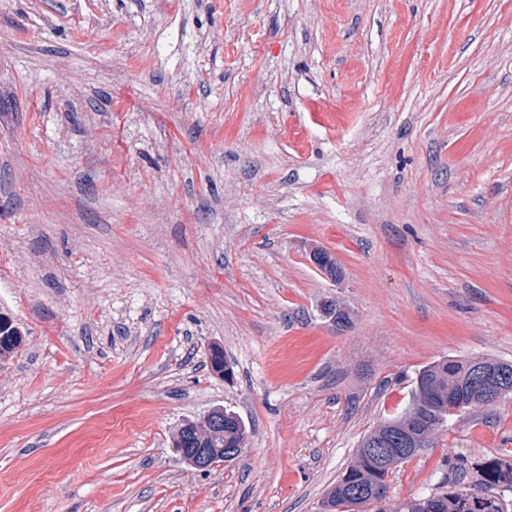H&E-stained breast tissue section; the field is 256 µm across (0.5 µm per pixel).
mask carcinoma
Segmentation results:
<instances>
[{
    "label": "carcinoma",
    "instance_id": "obj_1",
    "mask_svg": "<svg viewBox=\"0 0 512 512\" xmlns=\"http://www.w3.org/2000/svg\"><path fill=\"white\" fill-rule=\"evenodd\" d=\"M323 315L337 326L351 323L347 309L335 312L333 303L321 306ZM23 334L7 315L0 314V357H12L21 346ZM486 366L499 374L494 398L488 399L481 387L469 380L472 361L465 357L440 359L416 373L409 406L365 434L353 463L321 501L320 512H384L388 498L387 477L400 464L415 456L401 448L416 439L422 448H432L436 435L448 426V419L463 410L489 405L512 394V363L483 358ZM243 419L233 410L206 420H187L173 433V448L185 461L200 448L223 444L233 447L246 437ZM480 480L465 483L460 478L447 480L436 493L410 498L394 512H503V492H512V466L489 460L477 466Z\"/></svg>",
    "mask_w": 512,
    "mask_h": 512
}]
</instances>
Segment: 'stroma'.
<instances>
[{
  "label": "stroma",
  "instance_id": "stroma-1",
  "mask_svg": "<svg viewBox=\"0 0 512 512\" xmlns=\"http://www.w3.org/2000/svg\"><path fill=\"white\" fill-rule=\"evenodd\" d=\"M0 310V512H319L419 369L512 362V0H0ZM218 405L245 450L189 468ZM463 458L512 396L386 512ZM23 334L7 315L0 314V358H11L21 346ZM247 428L243 419L233 410L224 408V414L214 415L207 420H187L173 433V448L176 449L180 459L185 463L187 459L197 455L188 461V465L199 470H209L229 462L224 458L225 448H214L224 443L228 447H243ZM223 449V459L217 463Z\"/></svg>",
  "mask_w": 512,
  "mask_h": 512
}]
</instances>
